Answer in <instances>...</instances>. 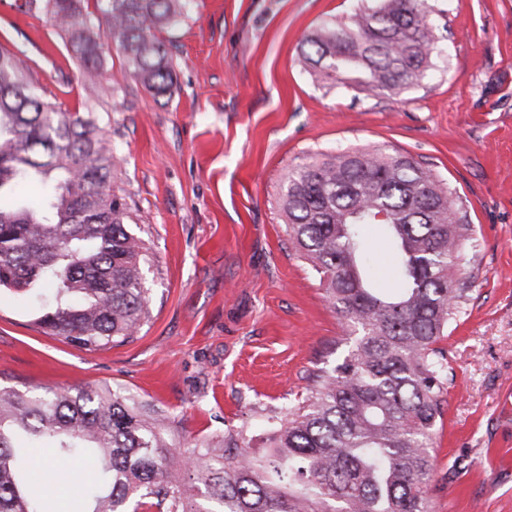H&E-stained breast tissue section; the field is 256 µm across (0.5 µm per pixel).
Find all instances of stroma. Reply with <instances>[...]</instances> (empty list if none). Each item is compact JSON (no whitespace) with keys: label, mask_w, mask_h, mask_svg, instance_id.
<instances>
[{"label":"stroma","mask_w":512,"mask_h":512,"mask_svg":"<svg viewBox=\"0 0 512 512\" xmlns=\"http://www.w3.org/2000/svg\"><path fill=\"white\" fill-rule=\"evenodd\" d=\"M0 0V46L37 92L93 112L124 158L114 187L148 255L149 315L133 340L87 350L35 323L28 295L0 292V383L106 387L169 419L186 452L241 434L263 450L334 364L346 330L285 231L290 168L319 154L382 148L412 156L469 215L463 315L440 341L453 379L431 447V512H512V0H431L445 12L437 69L396 95L313 83L299 48L361 0H192L164 34L171 97L107 57L88 95L45 13Z\"/></svg>","instance_id":"obj_1"}]
</instances>
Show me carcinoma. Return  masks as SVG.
I'll return each instance as SVG.
<instances>
[{
	"label": "carcinoma",
	"mask_w": 512,
	"mask_h": 512,
	"mask_svg": "<svg viewBox=\"0 0 512 512\" xmlns=\"http://www.w3.org/2000/svg\"><path fill=\"white\" fill-rule=\"evenodd\" d=\"M189 2L96 0L94 17L85 0L27 6L63 34L85 85L101 81L115 51L145 89L166 97L174 67L162 33ZM432 12L427 0H373L306 35L302 61L317 83L398 93L437 65ZM122 162L94 113L57 109L0 49V288L37 298L35 323L89 350L131 340L147 319L145 242L112 187ZM31 181L50 185L41 208L1 202ZM281 206L289 237L353 331L342 361L313 375L305 404L269 424L268 453L249 455L233 434L221 455L176 453L158 417L108 388L0 385V512H43L20 478L21 438L52 449V462L75 475L86 512H429V447L450 381L438 342L467 291L458 266L470 240L466 210L415 159L381 148L289 169ZM380 213L396 251L400 291L391 298L372 288L362 239ZM89 466L94 475L81 479Z\"/></svg>",
	"instance_id": "obj_1"
}]
</instances>
